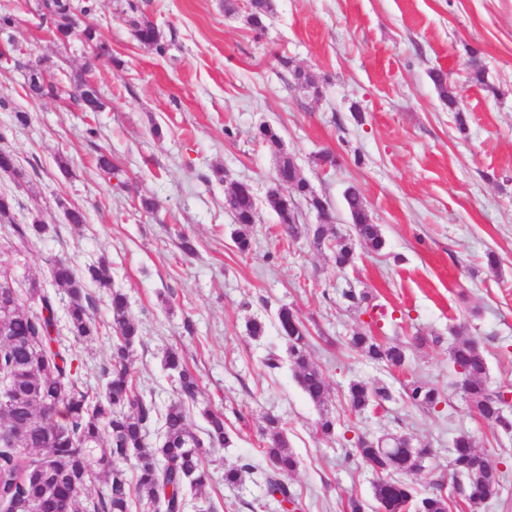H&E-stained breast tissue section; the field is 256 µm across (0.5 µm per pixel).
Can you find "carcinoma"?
Wrapping results in <instances>:
<instances>
[{
    "label": "carcinoma",
    "mask_w": 512,
    "mask_h": 512,
    "mask_svg": "<svg viewBox=\"0 0 512 512\" xmlns=\"http://www.w3.org/2000/svg\"><path fill=\"white\" fill-rule=\"evenodd\" d=\"M123 12L131 14L129 23L137 41L158 52L164 48L158 26L141 10L138 0H118ZM248 24L255 30L266 28L273 12L272 0H249ZM38 10L53 22L54 35L61 41L79 37L91 48L93 57L112 58L111 49L101 39L94 25L84 21L92 5L73 7L70 0H39ZM431 79L448 108L457 110L456 97L448 94L446 75L435 70ZM89 80L82 73L70 78V93L86 112H100L105 100L99 91L88 89ZM268 149L277 161L275 178L286 184V193L266 195L278 216L282 237L293 239L299 233L296 209L302 201L320 206L322 218L329 219L328 203L301 175L293 158L281 151L278 129L270 126L264 132ZM345 207L361 247L371 252L383 249L385 240L380 226L372 223L367 203L354 186L345 190ZM236 228L233 238L240 253L251 250L250 225L255 223L256 201L244 196L227 199ZM13 200L0 193V223L11 227L20 243L43 235L48 225L41 213L32 215L26 224L15 223ZM314 245L328 247L336 266L353 262V242L336 233L334 224H315L308 228ZM57 286L66 289L67 308L72 335L91 339L98 335L91 315V300L85 293L84 281L77 277L70 263L55 258L51 261ZM100 287L110 289L112 330L115 342L112 355L101 367L105 386L89 388L74 366L73 349L60 343L55 324L54 298L33 281L27 289L28 299L39 309L27 313L21 309L22 295L13 289V306L0 322V392L13 397L12 406L0 407V428L10 431L11 440L0 443V512H131L132 504H162L163 512H185L187 488L198 489L211 479L203 459L213 448L229 443L224 430V414L203 409L207 429L199 434L192 428L186 405L195 403L199 385L178 350L164 354V367L176 376V397L165 411L155 402L135 392V368L130 347L139 338V327L128 316L126 297L111 289V279L104 265L88 270ZM277 326L288 342V365L302 391L319 404L329 390L324 374L307 358L309 330L296 311L283 305L277 312ZM350 344L368 360L400 367L406 354L403 346L390 345L374 336L357 333ZM449 360L459 374V385L473 409L485 420L494 422L505 432L512 430V420L499 410L494 392L487 382V364L480 344L473 339L457 342L449 351ZM410 401L434 409L441 403L439 391L419 381L406 384ZM351 409L374 408L390 398L383 385L371 386L353 381L348 386ZM160 426L161 442L148 446L152 428ZM266 440L260 453L268 460L261 475L266 493L279 507L288 510L296 496L285 475L296 471L300 461L288 449L284 423L275 417L265 418ZM355 452L363 464L380 473L373 484L375 512H448V496L441 485L430 484L418 490L395 478L398 473L423 469L427 448H406L404 441L390 439V447L377 438H357ZM470 512H478L496 493L501 473L477 451L470 434L462 432L453 440L448 462ZM255 473V466L243 462L224 470V485L244 484ZM101 487L90 494L94 481Z\"/></svg>",
    "instance_id": "cac0c4a2"
}]
</instances>
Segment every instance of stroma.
Masks as SVG:
<instances>
[{"label":"stroma","instance_id":"35a3bbf8","mask_svg":"<svg viewBox=\"0 0 512 512\" xmlns=\"http://www.w3.org/2000/svg\"><path fill=\"white\" fill-rule=\"evenodd\" d=\"M36 4L0 0V12L15 17L0 34V149L25 174H0V192L12 198L16 222L38 211L48 230L23 245L0 224V276L22 289L38 282L54 296L58 336L79 355L89 386L104 385L101 367L112 350L107 297L88 278L98 263L126 294L140 329L130 351L138 393L169 405L175 388L163 354L171 346L183 353L200 386L198 404L187 409L194 430L206 428L208 407L223 413L230 441L209 455L211 480L188 491L186 512L212 503L219 512H278L255 480L224 484L225 467L243 458L264 465L269 414L282 420L300 459L288 479L298 512H344L351 496L371 512L376 476L349 453L363 435L397 434L429 448L423 473L404 481L419 489L439 482L454 494L448 456L463 431L503 473L481 512H512V434L467 405L449 362L453 343L476 339L490 387L512 386V0H273L262 32L244 13L225 14L224 0H140L163 34L161 53L136 40L117 0H95L89 20L112 49L99 60L79 39L59 42ZM283 57L317 77L320 95L294 85ZM472 59L485 68V84L469 82ZM35 60L56 95H28ZM83 69L108 100L104 111L72 104L69 77ZM435 70L445 73L459 112L440 96ZM18 111L29 113L28 125H17ZM265 124L279 129L339 234L354 231L344 191L361 190L385 238L382 251L356 250L340 269L305 231L292 241L280 236L265 196L276 166L258 137ZM99 146L118 178L97 168ZM324 150L336 155V167L315 165ZM236 181L257 197L246 255L224 208ZM142 194L156 198L157 211L140 208ZM69 208L82 209L86 224H68ZM182 233L195 254L180 250ZM55 257L84 280L100 325L93 340L69 331V296L51 276ZM350 288L364 294L362 303L345 298ZM283 305L310 331L308 359L330 384L323 404L303 393L291 370L263 365L269 350L287 349L276 323ZM254 319L266 324L258 339L247 331ZM358 332L404 345V368L349 349ZM411 379L439 390L437 408L407 399ZM353 381L388 385L393 398L355 413L346 398ZM325 412L336 419L330 440L315 433Z\"/></svg>","mask_w":512,"mask_h":512}]
</instances>
